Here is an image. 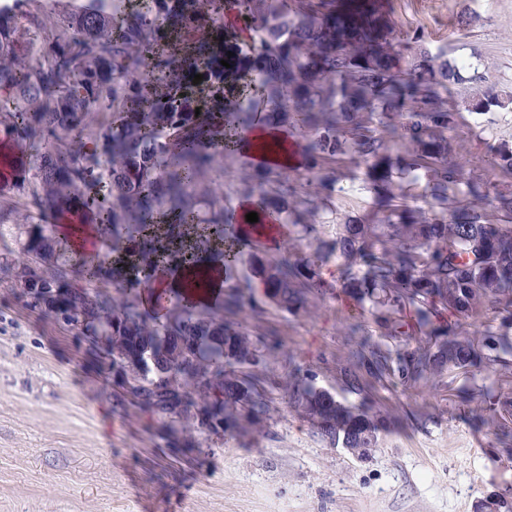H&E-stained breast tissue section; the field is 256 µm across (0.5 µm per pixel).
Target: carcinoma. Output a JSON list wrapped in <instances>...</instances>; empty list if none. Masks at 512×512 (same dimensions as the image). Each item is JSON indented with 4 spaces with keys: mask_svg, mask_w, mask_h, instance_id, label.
I'll list each match as a JSON object with an SVG mask.
<instances>
[{
    "mask_svg": "<svg viewBox=\"0 0 512 512\" xmlns=\"http://www.w3.org/2000/svg\"><path fill=\"white\" fill-rule=\"evenodd\" d=\"M29 3H0V126L13 147L0 154L10 175L0 193H29L44 223L26 231L24 259L0 273L21 289L41 275L67 289L63 303L84 316L75 333L96 359L98 338L110 336L155 363L133 396L141 407L187 426L213 400L226 434L266 419V354L245 322L224 318L244 304L243 262L272 307L288 313L334 289L381 330L387 341L364 335L344 371L353 394L367 377L411 387L432 370L474 380L482 363L509 368L512 341L489 325L477 342L462 319L489 302L512 311V192L470 177L477 161L450 159L455 113L442 95L475 85L461 106L484 114L511 105V93L480 87L478 69L423 36L399 35L384 0H81L22 33L16 17ZM229 11L249 35L247 66L231 75L221 65ZM257 128L280 137L253 144L247 173L230 177L240 135ZM287 150L297 165L279 162ZM346 159L365 166L381 216L344 213L325 239L316 216L336 211ZM241 198L258 224L295 228L308 250L243 231ZM62 224L102 225L117 259L77 252L58 236ZM172 256L190 271L222 262L215 306L171 288L163 316L143 307L139 286ZM479 391L509 428L512 401L492 385ZM285 392L329 447H379L385 426L366 402H341L298 368Z\"/></svg>",
    "mask_w": 512,
    "mask_h": 512,
    "instance_id": "carcinoma-1",
    "label": "carcinoma"
}]
</instances>
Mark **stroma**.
<instances>
[{
	"label": "stroma",
	"instance_id": "obj_1",
	"mask_svg": "<svg viewBox=\"0 0 512 512\" xmlns=\"http://www.w3.org/2000/svg\"><path fill=\"white\" fill-rule=\"evenodd\" d=\"M396 29L419 31L431 49L478 65L488 84L512 90V0H389ZM481 20L461 34L464 9ZM453 159H478L474 175L512 190V173L487 159L512 147V106L477 115L458 110ZM337 213L372 217L376 206L357 164L339 167ZM0 262L19 259L25 196L0 194ZM337 213H321L329 237ZM247 325L267 354L266 375L285 381L294 368L338 400L341 369L362 333L335 295L311 297L284 313L252 292ZM463 378L435 374L428 385L377 390L373 411L387 429L371 460L329 447L311 423L274 393L256 429L233 436L191 424L169 429L135 404L86 342L52 313L30 309L0 275V512H479L486 500L512 505V441L479 396L461 398Z\"/></svg>",
	"mask_w": 512,
	"mask_h": 512
}]
</instances>
